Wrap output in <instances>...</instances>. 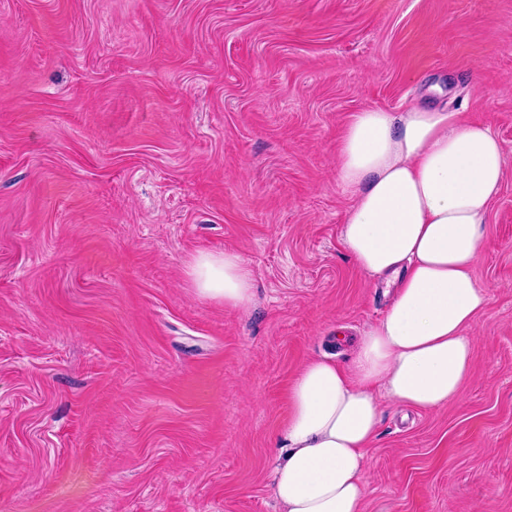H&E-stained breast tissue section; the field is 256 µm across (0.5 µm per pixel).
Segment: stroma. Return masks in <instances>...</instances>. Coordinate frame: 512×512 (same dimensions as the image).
Masks as SVG:
<instances>
[{"mask_svg": "<svg viewBox=\"0 0 512 512\" xmlns=\"http://www.w3.org/2000/svg\"><path fill=\"white\" fill-rule=\"evenodd\" d=\"M415 104L504 179L472 375L383 402L364 512H512V0H0V512H279L291 383L391 300L341 239L342 132ZM224 251L247 306L186 279ZM185 273L201 298L224 301V306L234 308L252 300L251 271L236 253H199L186 264Z\"/></svg>", "mask_w": 512, "mask_h": 512, "instance_id": "35a3bbf8", "label": "stroma"}]
</instances>
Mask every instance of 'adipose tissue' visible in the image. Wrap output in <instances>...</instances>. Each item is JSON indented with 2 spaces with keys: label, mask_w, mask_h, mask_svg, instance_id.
Returning a JSON list of instances; mask_svg holds the SVG:
<instances>
[{
  "label": "adipose tissue",
  "mask_w": 512,
  "mask_h": 512,
  "mask_svg": "<svg viewBox=\"0 0 512 512\" xmlns=\"http://www.w3.org/2000/svg\"><path fill=\"white\" fill-rule=\"evenodd\" d=\"M502 180L500 141L460 113L370 108L345 127L337 182L353 203L342 239L396 293L349 366L315 358L291 384L273 476L281 512H363L382 400L434 411L459 395L472 371L464 331L487 302L472 270ZM185 273L201 298L234 308L252 300L236 253L197 254Z\"/></svg>",
  "instance_id": "adipose-tissue-1"
}]
</instances>
